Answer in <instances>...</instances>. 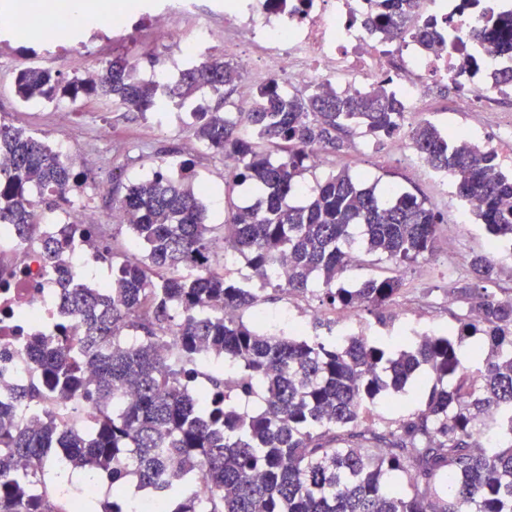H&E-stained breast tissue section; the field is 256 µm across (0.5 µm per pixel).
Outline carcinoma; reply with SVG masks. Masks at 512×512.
Listing matches in <instances>:
<instances>
[{
    "label": "carcinoma",
    "mask_w": 512,
    "mask_h": 512,
    "mask_svg": "<svg viewBox=\"0 0 512 512\" xmlns=\"http://www.w3.org/2000/svg\"><path fill=\"white\" fill-rule=\"evenodd\" d=\"M379 17L387 37L403 29L410 0H384ZM242 81L239 69L214 56L187 68L176 84L139 75L137 63L115 56L91 83L50 69L17 71L23 103L75 105L106 97L130 110L152 112L210 91L224 104ZM403 103L379 83L356 96L333 91L284 93L273 82L256 89L248 112H195L187 131L238 166L224 186L251 184L260 197L228 212L224 249L251 275L231 278L215 267L216 239L205 205L193 190V162L161 165L115 199L131 218L127 228L143 254L112 253V294L63 288L81 325L70 346L31 341L29 357L44 371L41 385L18 388L0 402V512H59L43 493L57 487L61 464L112 480V498L84 490L85 512H128L133 483L165 500L166 512H512V296L465 284L470 301L446 334L384 347L365 336L343 341L285 337L243 321L268 289L319 292L331 308L383 309L399 294L401 266L433 254L438 213L428 200L391 185L365 184L342 169L294 202L308 154L330 157L358 130L376 140L400 131ZM422 160L448 171L457 196L497 242L512 244V175L498 158L424 120L409 131ZM0 225L23 236L37 223L43 195L69 204L94 175L74 173L49 143L0 124ZM71 224L46 240V256L66 244ZM394 268V275L356 285L341 276L352 249ZM472 278L493 281L495 261L476 256ZM234 315L227 317L225 310ZM178 336L167 344V334ZM470 347L475 368L463 363ZM225 362L224 376L205 360ZM416 389L419 406L384 421L383 397ZM54 399L57 413L33 426L18 423L21 408ZM258 395L261 407L239 409ZM85 398L97 412L87 429L61 428L62 414ZM490 428L493 444L480 443ZM25 460L22 473L15 462Z\"/></svg>",
    "instance_id": "1"
}]
</instances>
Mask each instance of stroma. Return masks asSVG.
Wrapping results in <instances>:
<instances>
[{"label":"stroma","instance_id":"stroma-1","mask_svg":"<svg viewBox=\"0 0 512 512\" xmlns=\"http://www.w3.org/2000/svg\"><path fill=\"white\" fill-rule=\"evenodd\" d=\"M8 41L0 52V123L17 126L48 142L68 140L84 155L87 170L113 186H125L151 174L165 162L191 159L192 183L201 193L207 207L206 222L214 236H221L224 212L229 205L253 203L258 191L249 185L224 190V159L221 155L192 148L187 131L175 127V109L162 110L160 115L141 114L127 110L106 98L83 101L77 110L68 105L20 104L13 78L23 66H40L80 76L112 57L125 55L136 59L142 76H150L155 57L165 56L168 46L153 41L149 34L124 32L113 37L111 28L89 32L79 31L73 45L79 53L56 54L54 44L43 36L21 41L12 38L9 30L0 29V40ZM335 166L366 177L368 182L392 184L425 197L439 212L437 248L432 256L401 268L402 290L396 304L400 315L380 319L378 311L363 310L357 322H348L343 309H322L318 296L296 295L285 291H269L267 299L258 303L259 311L268 317L266 328L285 336L293 335L294 324H301L303 335L325 340L367 331L370 340L397 346L410 343L414 332L426 329L447 332L454 324L453 313L467 309L465 299H449V290L466 283L469 261L473 255L487 254L493 242L482 224L471 221L464 228L454 225L455 197L446 196L436 184L407 164L387 139L365 152L347 144L335 158ZM318 319H310L312 311Z\"/></svg>","mask_w":512,"mask_h":512}]
</instances>
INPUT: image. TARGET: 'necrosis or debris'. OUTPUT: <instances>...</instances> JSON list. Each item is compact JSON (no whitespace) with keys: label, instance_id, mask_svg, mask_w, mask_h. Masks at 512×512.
<instances>
[{"label":"necrosis or debris","instance_id":"necrosis-or-debris-1","mask_svg":"<svg viewBox=\"0 0 512 512\" xmlns=\"http://www.w3.org/2000/svg\"><path fill=\"white\" fill-rule=\"evenodd\" d=\"M377 0H161L151 18L155 39L178 47L185 61L198 62L216 49L239 59L244 81L274 82L283 89L332 88L341 95L362 93L390 82L404 103L403 130L397 151L408 164L422 167L425 177L448 185V174L423 166L406 135L432 107L439 87L452 95L454 112H495L512 99V84L493 82L494 73L512 67V52L493 45L485 33L495 19L512 12V0H411L407 35L389 42L370 24ZM190 21L184 31L182 21ZM434 23L439 36L429 49L413 37L415 27ZM475 62L471 72L459 68L462 58ZM80 216L87 233L69 238L54 261H47L43 241L55 224ZM47 214L27 235L0 230V398L22 384L37 383L41 373L29 358L33 338L58 335L73 326L58 287L59 274L78 273L86 261L109 263L112 243L99 237L102 224H124L115 208L100 213L93 198L76 196L71 212Z\"/></svg>","mask_w":512,"mask_h":512}]
</instances>
